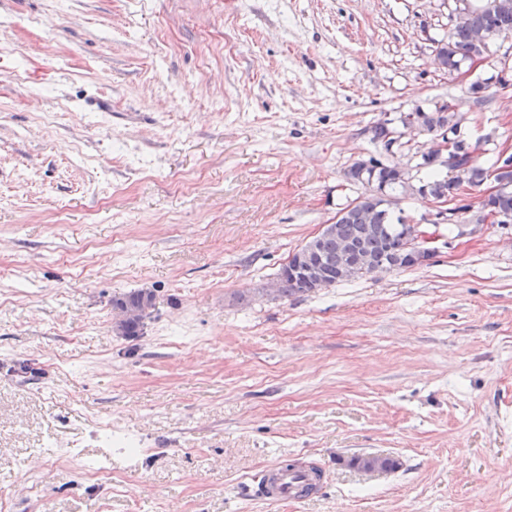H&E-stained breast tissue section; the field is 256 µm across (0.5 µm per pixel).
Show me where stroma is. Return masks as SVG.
Instances as JSON below:
<instances>
[{"mask_svg": "<svg viewBox=\"0 0 512 512\" xmlns=\"http://www.w3.org/2000/svg\"><path fill=\"white\" fill-rule=\"evenodd\" d=\"M460 9L0 0L5 512H512V223L463 232L475 189L430 225L431 135L396 150L391 195L429 264L272 291L363 193L345 172L383 158L375 123L449 102L480 164L512 152V38L433 63ZM137 290L153 304L128 338L113 301ZM291 459L323 468L315 495H252Z\"/></svg>", "mask_w": 512, "mask_h": 512, "instance_id": "obj_1", "label": "stroma"}]
</instances>
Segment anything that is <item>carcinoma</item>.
Instances as JSON below:
<instances>
[{
    "label": "carcinoma",
    "mask_w": 512,
    "mask_h": 512,
    "mask_svg": "<svg viewBox=\"0 0 512 512\" xmlns=\"http://www.w3.org/2000/svg\"><path fill=\"white\" fill-rule=\"evenodd\" d=\"M509 36L512 37V0H489L482 7L463 8V18L455 24L448 39L433 40V49L441 60L442 69L452 72L459 70L465 61L484 58L491 39ZM417 115L422 117L426 130L438 128L453 134L449 156L465 166L464 184L469 188L482 186L491 176L499 179L502 190L487 200H480L479 209L489 206L500 213L512 215V169H503L505 160L512 161V153L505 160L502 159L503 153H498L490 166L484 168L478 164V145L457 136L459 121L450 104L428 110L419 108ZM371 133L372 141L385 145L394 139L397 130L386 122H378L372 126ZM417 167L430 172V180L418 188L420 193L438 200L456 198L460 183L451 177L442 178L437 173V169L448 167L445 158L429 150L420 155ZM346 177L365 185L366 191L340 211L334 233L322 234L316 239L311 260L321 263L335 283L359 277L356 270L346 271L349 259L337 251L336 241L347 239L378 267L387 270L408 268L405 262L407 241L404 239V222L400 217L397 222H392L390 200L386 199L387 191L406 186L405 173L396 164L372 157L353 164ZM278 282L281 284L279 293L286 297L310 292V289L294 284V275L285 266L278 274ZM152 300L150 293L131 291L114 300L113 305L117 309L129 305L147 309Z\"/></svg>",
    "instance_id": "1"
}]
</instances>
